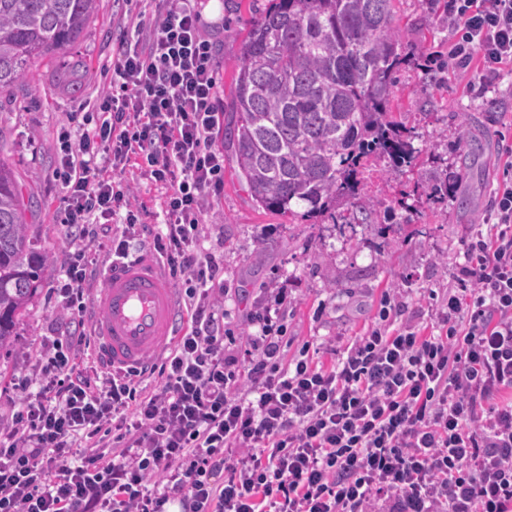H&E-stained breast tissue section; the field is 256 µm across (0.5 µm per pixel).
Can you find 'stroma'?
<instances>
[{
    "label": "stroma",
    "mask_w": 512,
    "mask_h": 512,
    "mask_svg": "<svg viewBox=\"0 0 512 512\" xmlns=\"http://www.w3.org/2000/svg\"><path fill=\"white\" fill-rule=\"evenodd\" d=\"M271 0H200L203 33L215 44L218 105L229 111L240 44ZM139 0H100L83 36L69 50L81 59L79 88L59 84L61 60L45 59L11 97L0 100V160L9 164L33 195L32 221L52 261L42 285L18 319L15 344L0 352V431L12 430L29 381L53 355L65 314L53 284L68 250L59 224L63 190L53 176L56 131L69 113L91 111L109 86L106 68L121 42L135 41L120 22L138 12ZM396 23L410 61L400 71L390 108L415 134L418 153L403 174L386 177V161L372 160L357 196L339 199L332 215L307 219L258 207L237 173L232 147L224 149V190L211 198L200 226L205 249L224 262V330L230 352L254 333L251 313L287 292V357L307 352L330 363L378 321L385 298L405 307L404 322L431 325L437 302L457 288L466 243L487 234L486 219L504 178L512 147V80L480 92L478 69L448 58L452 32L445 0H397ZM464 113L479 146L468 155L459 141L454 113ZM454 177L469 200H429L436 178ZM366 223H358L361 205Z\"/></svg>",
    "instance_id": "1"
}]
</instances>
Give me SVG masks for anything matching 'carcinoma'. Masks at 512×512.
Segmentation results:
<instances>
[{
    "mask_svg": "<svg viewBox=\"0 0 512 512\" xmlns=\"http://www.w3.org/2000/svg\"><path fill=\"white\" fill-rule=\"evenodd\" d=\"M98 0H0V94L82 36ZM396 0H275L241 42L224 139L262 208L316 218L352 196L374 157L386 175L412 164L414 133L389 112L406 62ZM30 202L0 161V351L37 294L49 256L35 246Z\"/></svg>",
    "mask_w": 512,
    "mask_h": 512,
    "instance_id": "obj_1",
    "label": "carcinoma"
}]
</instances>
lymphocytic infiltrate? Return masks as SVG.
Instances as JSON below:
<instances>
[{"label": "lymphocytic infiltrate", "mask_w": 512, "mask_h": 512, "mask_svg": "<svg viewBox=\"0 0 512 512\" xmlns=\"http://www.w3.org/2000/svg\"><path fill=\"white\" fill-rule=\"evenodd\" d=\"M144 39L113 56L112 92L57 133L66 238L81 248L55 288L77 328L34 398L0 437V512H512V178L490 212L493 235L465 247V288L434 333L379 323L331 366L284 361L287 296L256 311L244 358L227 354L206 281L224 274L196 238L207 197L224 189L215 132L214 46L192 0H147ZM448 54L481 61L482 86L512 66V0H448ZM158 187L164 226L149 246L193 276L188 329L162 357L153 391L135 373L92 367L84 329L89 254L130 252L139 232L127 171ZM122 216L121 229L92 220Z\"/></svg>", "instance_id": "1"}]
</instances>
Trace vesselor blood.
<instances>
[{
    "label": "vessel or blood",
    "instance_id": "1",
    "mask_svg": "<svg viewBox=\"0 0 512 512\" xmlns=\"http://www.w3.org/2000/svg\"><path fill=\"white\" fill-rule=\"evenodd\" d=\"M105 279L96 300L97 354L116 369L146 370L177 334V290L150 254L115 263Z\"/></svg>",
    "mask_w": 512,
    "mask_h": 512
}]
</instances>
